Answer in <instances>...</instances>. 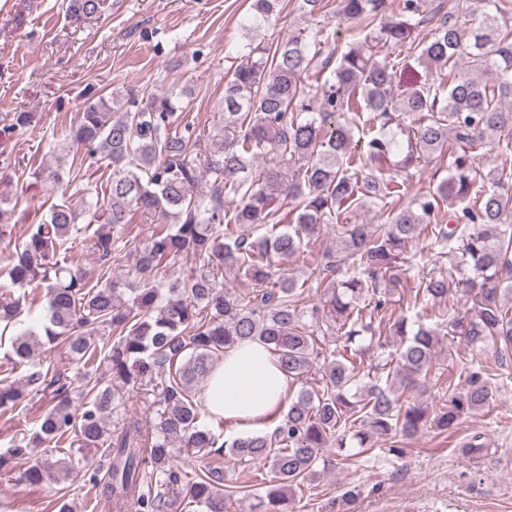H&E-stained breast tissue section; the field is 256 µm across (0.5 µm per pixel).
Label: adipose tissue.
<instances>
[{
	"label": "adipose tissue",
	"instance_id": "1",
	"mask_svg": "<svg viewBox=\"0 0 512 512\" xmlns=\"http://www.w3.org/2000/svg\"><path fill=\"white\" fill-rule=\"evenodd\" d=\"M290 382L271 349L245 341L228 350L203 393L215 419L235 429L254 428L285 402Z\"/></svg>",
	"mask_w": 512,
	"mask_h": 512
}]
</instances>
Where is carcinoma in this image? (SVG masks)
<instances>
[{"instance_id": "obj_1", "label": "carcinoma", "mask_w": 512, "mask_h": 512, "mask_svg": "<svg viewBox=\"0 0 512 512\" xmlns=\"http://www.w3.org/2000/svg\"><path fill=\"white\" fill-rule=\"evenodd\" d=\"M427 0H337L336 13L380 26L339 51L336 31L296 27L274 46L246 45L224 82L222 121L206 135L189 118L190 92L155 93L128 85L110 96L84 93L64 144L106 162L112 176L104 189L72 166L68 181L85 182L83 197L50 206L47 218L30 224L0 269L22 293H0V337L10 334L5 357L29 367L25 388L0 387V410L20 405L24 390L50 391L37 438L58 444L74 437L55 462L32 465L31 485L59 481L60 474L88 463L101 449L109 458L105 478L88 483L105 496L120 495L132 512H231L238 498L251 512H299L298 492L319 475L328 448L344 452L375 437L417 436L431 425L452 429L467 414L490 407L506 385L467 366L448 375V402L432 411L418 397L438 385L433 366L437 328L392 319L381 284L411 264L407 246L449 199L466 202L455 223L432 232L426 250L451 257L475 278L463 281L473 306L448 320L450 333L471 349L492 346L502 363L512 359V19L507 0H474L461 17L450 10L417 37ZM102 0H69L68 22L80 26L101 12ZM279 0H252V24L277 13ZM408 47L442 72L404 94L395 84L392 50ZM322 84L306 89L301 75ZM31 112L13 113L7 131L24 134ZM413 133L407 151L392 127ZM213 142L198 153L203 136ZM491 146L501 159L496 172L479 171L474 150ZM448 155V178L430 195H407L390 174L422 154ZM369 173H352L359 162ZM297 175L284 181V170ZM487 189L471 197L477 180ZM100 193L92 203L85 196ZM233 196V212L224 197ZM296 202L280 216L285 199ZM386 214L382 224H344L342 215L361 206ZM159 214L147 244L125 253L127 275L106 274L116 258L115 240L99 231L90 267L58 259L77 224L132 228L137 218ZM240 224L265 226L254 240L236 235ZM339 226L309 278L324 287L323 309L292 276L279 273L302 249ZM188 272L169 271L177 259ZM166 277L150 278L154 271ZM233 274L253 289L236 294L219 277ZM42 288L44 322L23 327L24 290ZM450 280L426 277L427 300L448 296ZM63 344L80 364L81 385L33 361L40 338ZM245 341L272 349L291 383L300 385L288 408L278 407L271 426L219 442L206 422L202 400L209 376L226 350ZM343 342L334 350L333 342ZM145 388L153 396V431L144 446L141 420L123 394ZM121 424L117 436L112 425ZM226 454L255 467L254 483L224 485L226 470L210 459Z\"/></svg>"}]
</instances>
